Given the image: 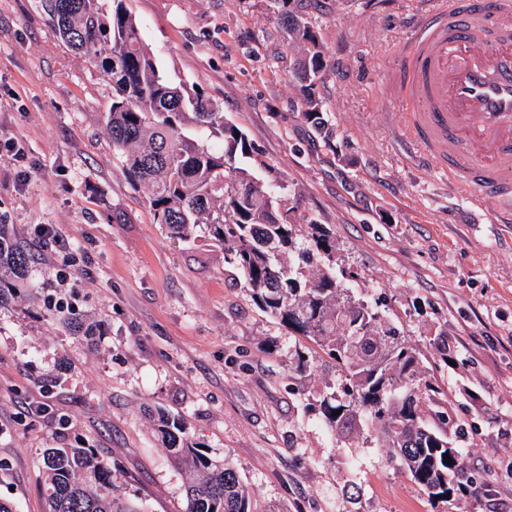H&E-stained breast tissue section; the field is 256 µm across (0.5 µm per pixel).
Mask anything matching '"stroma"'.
I'll return each mask as SVG.
<instances>
[{
	"label": "stroma",
	"instance_id": "1",
	"mask_svg": "<svg viewBox=\"0 0 512 512\" xmlns=\"http://www.w3.org/2000/svg\"><path fill=\"white\" fill-rule=\"evenodd\" d=\"M424 3L290 0L324 48L318 128L277 0H127L167 74L201 86L247 133L257 176L293 222L331 229L341 266L386 304L442 410L477 425L464 491L431 499L369 431L329 436L312 401L337 380L334 361L312 350L296 372L305 339L253 305L220 247L155 223L112 151L109 77L36 0H0V140L19 149L0 157V224L33 257L0 309V501L45 512L44 450L85 446L120 498L185 512L186 475L149 417L161 408L231 460L252 512H512V224L413 157L391 64ZM43 224L69 251L39 237ZM76 312L95 335H74ZM443 328L452 366L434 342Z\"/></svg>",
	"mask_w": 512,
	"mask_h": 512
}]
</instances>
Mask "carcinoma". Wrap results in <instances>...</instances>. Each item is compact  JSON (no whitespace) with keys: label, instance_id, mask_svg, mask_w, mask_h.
Returning a JSON list of instances; mask_svg holds the SVG:
<instances>
[{"label":"carcinoma","instance_id":"1","mask_svg":"<svg viewBox=\"0 0 512 512\" xmlns=\"http://www.w3.org/2000/svg\"><path fill=\"white\" fill-rule=\"evenodd\" d=\"M38 7L73 52L112 80V148L127 178L147 189L155 223L184 240L204 225L253 304L336 363L338 383L318 399L331 433L348 439L366 426L430 498L458 494L464 436L434 426L451 419L438 412L437 389L417 350L386 310L355 296L358 274L336 269L331 230L290 221L291 209L239 165L251 157L247 135L225 122L222 105L198 86L169 78L126 0H112L110 10L104 0H38ZM281 17L301 50L296 79L305 116L322 124L320 39L292 11ZM28 269L29 256L0 228V274L24 279ZM155 425L191 475L185 512H251L249 489L229 461L209 456L185 423L162 409ZM43 461L46 512H141L117 501L112 471L93 449L47 448Z\"/></svg>","mask_w":512,"mask_h":512}]
</instances>
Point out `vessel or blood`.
Instances as JSON below:
<instances>
[{"mask_svg":"<svg viewBox=\"0 0 512 512\" xmlns=\"http://www.w3.org/2000/svg\"><path fill=\"white\" fill-rule=\"evenodd\" d=\"M392 65L427 159L512 223V0H430Z\"/></svg>","mask_w":512,"mask_h":512,"instance_id":"vessel-or-blood-1","label":"vessel or blood"}]
</instances>
